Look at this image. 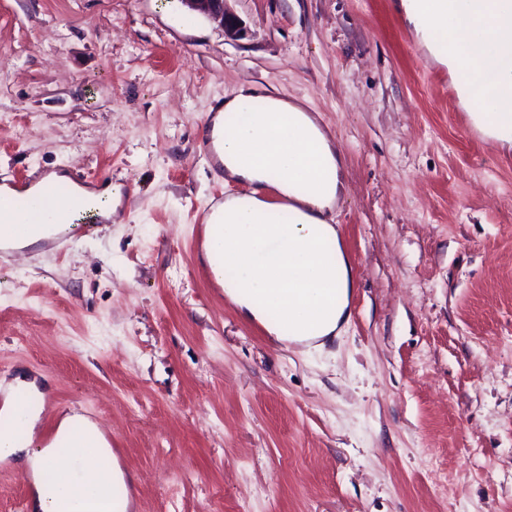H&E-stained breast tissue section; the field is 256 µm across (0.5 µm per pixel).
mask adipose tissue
Masks as SVG:
<instances>
[{"mask_svg": "<svg viewBox=\"0 0 512 512\" xmlns=\"http://www.w3.org/2000/svg\"><path fill=\"white\" fill-rule=\"evenodd\" d=\"M499 0H398L396 9L417 44L449 73L491 74L458 91V105L474 127L500 149L512 150V15ZM216 142L227 180L254 187L249 196L225 198L212 208L224 234L207 238L206 254L224 253L235 264L227 294L241 313L267 324L276 341L315 347L349 317L351 266L327 216L343 192L342 156L307 99L280 94L254 97L242 89L225 98L215 116ZM274 184L293 216L272 221L273 205L259 192ZM279 322L268 324L271 312ZM0 405V460L28 469L36 489L34 512H59L45 496V476L65 474L73 452L93 450L108 465L111 485L127 477L112 458L99 427L79 413L64 415L53 443L37 446L39 412L20 410L21 394L37 395L36 379L16 375Z\"/></svg>", "mask_w": 512, "mask_h": 512, "instance_id": "ef3b65f1", "label": "adipose tissue"}]
</instances>
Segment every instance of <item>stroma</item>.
<instances>
[{"label":"stroma","mask_w":512,"mask_h":512,"mask_svg":"<svg viewBox=\"0 0 512 512\" xmlns=\"http://www.w3.org/2000/svg\"><path fill=\"white\" fill-rule=\"evenodd\" d=\"M0 0V181L121 188L111 220L0 264V379L95 421L131 512H512V152L448 102L393 0ZM309 99L345 156L350 320L277 342L196 270L203 121L240 87ZM34 487L0 462V512ZM189 11L207 16L232 37L238 36L243 27L238 17L232 13L229 0H179Z\"/></svg>","instance_id":"35a3bbf8"}]
</instances>
